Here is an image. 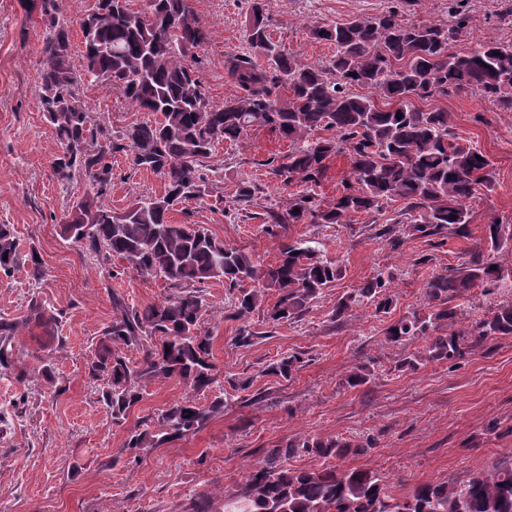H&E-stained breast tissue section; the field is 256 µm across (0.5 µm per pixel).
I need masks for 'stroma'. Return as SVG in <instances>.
I'll list each match as a JSON object with an SVG mask.
<instances>
[{
	"instance_id": "35a3bbf8",
	"label": "stroma",
	"mask_w": 512,
	"mask_h": 512,
	"mask_svg": "<svg viewBox=\"0 0 512 512\" xmlns=\"http://www.w3.org/2000/svg\"><path fill=\"white\" fill-rule=\"evenodd\" d=\"M463 3L468 32L456 50L512 40V25L501 20L512 0ZM192 4L211 33L198 52L196 75L220 104L238 93L227 58L247 50L244 28L251 0ZM449 5L450 0H266V16L272 37L300 63L314 64L330 58L334 47L314 41L312 26L389 9L403 19L428 23L447 19ZM44 37L38 11L28 10L25 0H0V224L13 225L21 251H37L45 271L38 281L23 266L12 276L0 275V318L20 321L35 302L63 312L50 333L23 325L16 353L30 370L39 367L40 357H49L56 386L37 381L21 406L17 398L23 384L14 373L0 370V512H189L190 499L198 494L210 501L213 512H223L225 495L244 486L267 449L304 438L374 435L375 447L341 460V468L384 474L403 492L421 482L467 479L512 449V338L488 341L456 365L432 363L400 372L397 364L423 344L394 342L385 333L399 318L425 311L427 279L457 265L490 219L512 220V111L460 92L434 104L447 112L451 131L463 143L489 158L493 175L491 191L470 205L469 238L408 235L394 250L369 230L365 216L348 224L290 227V236L313 239L323 256L340 261L342 279L325 289L301 321L279 326L255 313L230 320L231 298L223 282L206 283L211 311L205 324L212 331L218 382L227 395L224 410L198 432L144 450L139 462H130L121 452L130 430L181 400L187 388L175 379L151 381L127 419L117 424L88 376V364L112 321L113 295L140 307L160 301L168 290L162 280L131 272L121 259L101 263L91 249L61 233L69 201L88 185L82 179L57 181L53 173L61 148L37 96ZM83 97L117 136L132 124L155 119L133 111L106 83L86 81ZM288 149V140L265 128L235 143L216 144L203 171L218 181V195L176 204L171 221L206 225L257 263L276 264L282 239L266 232L260 215L288 203V189L266 167L267 159ZM244 180L260 188L245 215L232 201L236 184ZM163 191L159 176L133 170L125 153L113 154L108 200L113 210ZM380 271L397 274L390 286L391 312L379 314L365 305L333 321L330 313L338 298ZM243 325L257 334L248 347L234 343ZM286 354L299 358L291 378L264 375L268 364ZM368 362L377 369L375 379L349 386L348 375ZM248 378L250 389H232V382Z\"/></svg>"
}]
</instances>
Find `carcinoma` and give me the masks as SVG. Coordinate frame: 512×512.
<instances>
[{"label":"carcinoma","instance_id":"obj_1","mask_svg":"<svg viewBox=\"0 0 512 512\" xmlns=\"http://www.w3.org/2000/svg\"><path fill=\"white\" fill-rule=\"evenodd\" d=\"M135 11L130 0H100L80 22L83 69L70 64V24L59 0H39L46 37L39 62V103L61 147L53 165L56 178L70 182L84 176L88 189L73 200L68 214L85 228L81 237L63 234L106 260L116 256L132 272L160 278L164 300L140 308L112 297L113 317L104 344L88 368L105 382L102 400L112 422L126 419L141 399V389L155 378H176L191 394L162 410L151 428L131 431L123 450L159 448L201 429L224 410V396L206 406L197 396L218 381L213 336L204 327L207 303L201 285L216 279L235 294L231 318L257 311L268 324L302 320L324 290L342 278V265L323 257L304 238H289L296 224H348L358 214L373 218L393 203L399 213H416L410 230L423 238L453 233L468 236L469 203L492 187V164L448 129V113L422 109L450 93H477L494 106L512 111V41L485 43L470 52L454 51L468 31L462 14L438 23H417L389 10L376 17L315 25L311 37L335 47L332 57L301 64L268 30L265 0H252L245 24L250 50L233 54L228 73L239 94L216 104L196 76L194 54L210 40L191 0H146ZM90 78L108 83L135 111L160 116L136 123L119 141L103 117L90 110L80 93ZM288 86V101L273 92ZM359 88L363 93L357 94ZM267 127L288 139V154L268 162L290 193L281 212L270 210L265 223L280 229L277 265L259 267L247 252L224 244L203 224H174L169 212L178 203L201 201L213 192L202 172L203 159L219 142L235 143L252 128ZM125 152L136 170L164 181L165 191L141 196L116 212L103 204L112 191V154ZM350 159V181L323 204L319 185L333 155ZM258 193L242 181L234 203L246 205ZM512 249V222L493 219L484 239L463 253L458 265L431 275L425 284L429 314L413 311L388 328L395 342L424 341L423 348L397 366L415 371L434 362L459 363L476 348L512 336V300L502 302L465 330L447 332L457 317L453 302L475 290L488 295L511 272L496 264L495 254ZM8 259H3V256ZM29 265L30 277H43V263L32 250L23 255L15 230L0 224V273ZM496 269H491V266ZM392 274L377 273L363 286L339 298L333 315L340 321L356 306L373 305L378 313L393 308ZM275 291L273 304L265 303ZM62 312L36 302L20 321H0V368L17 372L29 389V373L16 366L19 327L35 323L50 328ZM142 349L134 364L124 349ZM298 357L284 355L266 373L289 378ZM375 438L300 439L267 451L264 463L244 487L224 495V512H512V452L463 483L428 482L400 495L387 477L373 471L288 467V459L314 452L326 459L363 455Z\"/></svg>","mask_w":512,"mask_h":512}]
</instances>
